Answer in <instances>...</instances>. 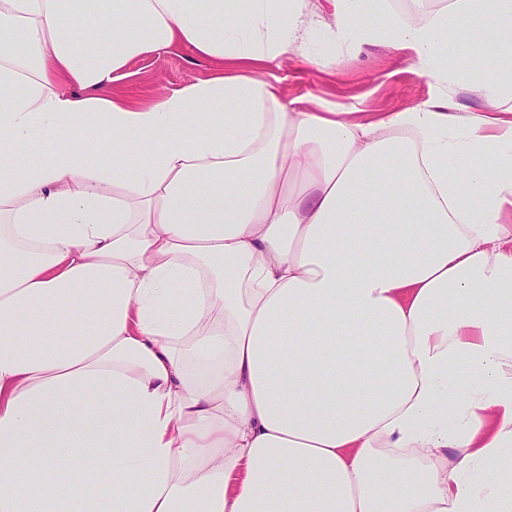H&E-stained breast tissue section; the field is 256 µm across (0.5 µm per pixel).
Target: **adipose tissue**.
I'll list each match as a JSON object with an SVG mask.
<instances>
[{"label":"adipose tissue","instance_id":"adipose-tissue-1","mask_svg":"<svg viewBox=\"0 0 512 512\" xmlns=\"http://www.w3.org/2000/svg\"><path fill=\"white\" fill-rule=\"evenodd\" d=\"M330 2L0 0V512H512V0ZM376 40L486 109L259 76ZM448 0H434L425 2V0H387L388 6L397 14L404 18L419 21H427L441 10ZM426 5L432 8L426 9ZM217 66L197 59L184 48L159 57H139L127 68L130 76L118 88L137 104H148L159 95L187 83L212 77ZM76 470L82 473L83 478L87 479L91 484H95L104 477L111 481L113 478L118 479L120 477L119 473L116 471L105 472L103 463L82 458L76 461Z\"/></svg>","mask_w":512,"mask_h":512}]
</instances>
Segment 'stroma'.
<instances>
[{"mask_svg":"<svg viewBox=\"0 0 512 512\" xmlns=\"http://www.w3.org/2000/svg\"><path fill=\"white\" fill-rule=\"evenodd\" d=\"M216 70L212 62L177 48L163 56L132 60L121 90L143 105L187 83L212 77ZM263 76L278 86L283 98L310 95L373 116L399 112L442 95L462 112L479 111L484 106L483 100L467 87L445 90L428 84L413 72L405 56L381 43L361 45L325 59L316 68L304 67L291 58L269 65Z\"/></svg>","mask_w":512,"mask_h":512,"instance_id":"obj_1","label":"stroma"}]
</instances>
